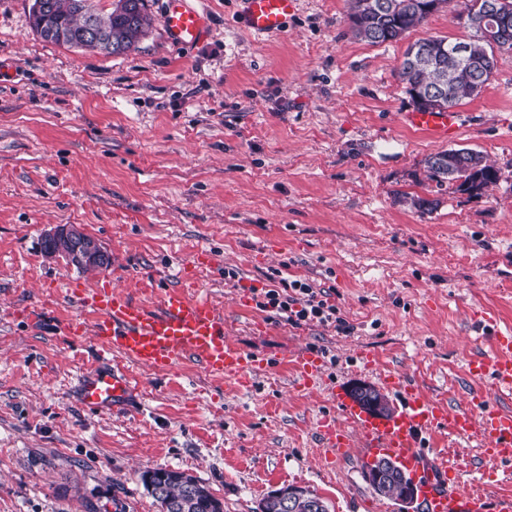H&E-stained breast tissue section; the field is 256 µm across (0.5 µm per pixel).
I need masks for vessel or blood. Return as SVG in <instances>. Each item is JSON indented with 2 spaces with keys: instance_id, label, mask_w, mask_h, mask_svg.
Masks as SVG:
<instances>
[{
  "instance_id": "1",
  "label": "vessel or blood",
  "mask_w": 512,
  "mask_h": 512,
  "mask_svg": "<svg viewBox=\"0 0 512 512\" xmlns=\"http://www.w3.org/2000/svg\"><path fill=\"white\" fill-rule=\"evenodd\" d=\"M242 19L255 36L280 34L296 10V0H242ZM162 25L167 38L190 47L207 33L206 15L191 0H166ZM406 125L438 138L456 132L459 115L447 112H408ZM55 289L73 301L80 320L67 322L65 331L78 334L91 323L103 352L96 366L78 380L81 404L91 410L121 412L136 398L138 384L128 365L150 371H168L182 361H196L206 372L239 386H250L254 374L266 371L267 363L229 339L224 314L201 294L179 287L162 289L157 307L134 302L121 287L84 290L71 288L63 279ZM479 328L491 334L493 354L470 362L475 380L490 379L491 392L475 389L462 406L453 407L428 398L421 386L397 372L378 374L381 386L397 399L391 418L377 419L347 402L339 386L324 382V358L310 350L291 353L287 366L297 388L324 391L335 404L338 417H322L317 435L323 448L339 456L359 447L373 456L384 453L419 474L428 512H480L481 500L464 491L465 467L447 449L433 455L421 452L425 437L447 433L475 443L481 457L512 472V409L500 399L512 394V329H500L495 314H481Z\"/></svg>"
}]
</instances>
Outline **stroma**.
Masks as SVG:
<instances>
[{
	"mask_svg": "<svg viewBox=\"0 0 512 512\" xmlns=\"http://www.w3.org/2000/svg\"><path fill=\"white\" fill-rule=\"evenodd\" d=\"M31 4L0 0V512H160L140 475L161 468L197 478L224 512H257L287 485L315 490L329 512H400L363 480L364 456L319 447L328 397L293 390L281 360L307 348L342 390L391 370L462 403L469 361L491 352L476 317L512 326V54L437 139L401 123L415 106L398 72L417 40L470 37L455 0L382 45L352 35L347 0H297L263 40L237 0H195L209 32L189 48L167 39L163 0H148L152 24L121 55L43 40ZM451 148L480 153L497 185L429 181L425 159ZM417 197L438 206L421 212ZM60 224L81 225L111 266L46 260L41 240ZM203 252L213 262L197 289L229 338L279 364L248 388L192 360L138 369L134 410L79 405L77 377L100 345L59 330L79 310L52 282L109 283L154 306ZM282 267L327 291L353 333L294 327L248 299ZM46 304L44 323L15 315ZM434 442L469 463L466 490L491 501L512 489L472 443Z\"/></svg>",
	"mask_w": 512,
	"mask_h": 512,
	"instance_id": "35a3bbf8",
	"label": "stroma"
}]
</instances>
